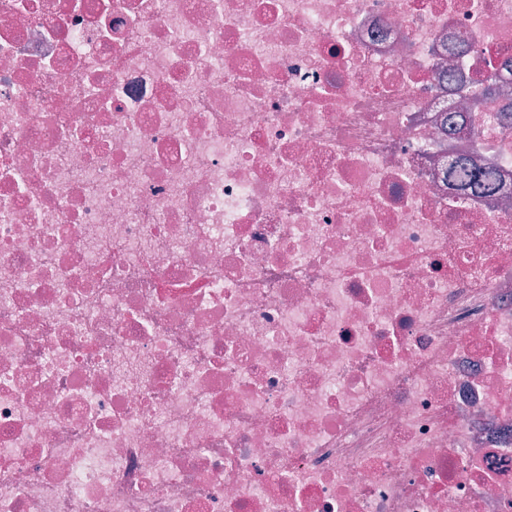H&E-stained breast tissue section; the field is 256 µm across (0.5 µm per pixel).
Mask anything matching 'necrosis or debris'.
<instances>
[{"label": "necrosis or debris", "mask_w": 512, "mask_h": 512, "mask_svg": "<svg viewBox=\"0 0 512 512\" xmlns=\"http://www.w3.org/2000/svg\"><path fill=\"white\" fill-rule=\"evenodd\" d=\"M509 59L512 0H0V512H512ZM450 175L455 185L462 191L478 187L482 181L488 188H493V183L489 179H483L479 173L472 171L463 163L453 165Z\"/></svg>", "instance_id": "1"}]
</instances>
